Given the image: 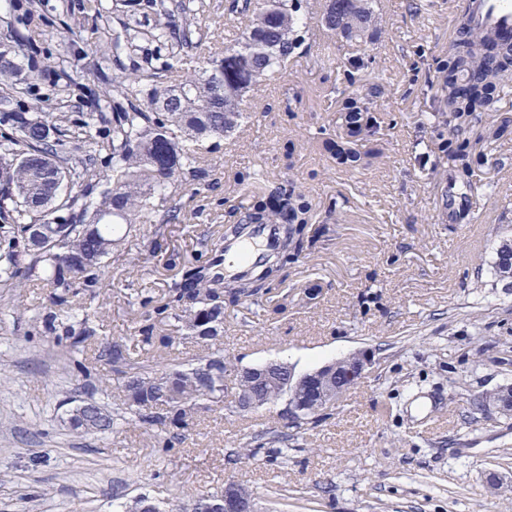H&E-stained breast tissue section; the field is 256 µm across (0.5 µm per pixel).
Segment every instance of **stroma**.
Listing matches in <instances>:
<instances>
[{
	"instance_id": "1",
	"label": "stroma",
	"mask_w": 512,
	"mask_h": 512,
	"mask_svg": "<svg viewBox=\"0 0 512 512\" xmlns=\"http://www.w3.org/2000/svg\"><path fill=\"white\" fill-rule=\"evenodd\" d=\"M82 2L13 0L0 11V38L28 18L35 50L15 63L23 81L43 67L35 94L53 112L46 57L67 56L77 71L89 63L82 45L93 28L69 32ZM195 2L197 35L239 37L230 0ZM324 5L302 0L308 31L296 62L251 92L236 134L206 154L205 177L176 198L155 197L144 222L117 235L101 288L69 306L131 361L165 367L138 334L140 298L161 302L204 244L249 217L256 194L290 185L310 203L313 223L329 228L285 269L294 302L272 319L275 296L227 309L210 341L169 332L188 354H230V386L242 369L270 361L305 373L369 348L377 365L317 425L292 433L287 449L268 443L281 427L269 404L198 410L188 425L167 426L174 442L164 453L135 424L71 430L79 401L115 411L124 375L90 352L76 369L68 343L41 323L53 307L40 280L0 288V512H115L142 497L191 512L198 496L229 481L249 490L258 512H512V413L473 402L512 385V290L491 287L487 272L497 240L512 232V140L492 146L486 193L449 186L448 161L420 118L434 94L422 59L447 50L452 0H376L382 30L367 43L327 33ZM351 52L368 61L365 84L383 86L384 155L345 172L312 139L340 133L337 101L348 87L338 61ZM452 194L471 223L449 222ZM314 287L318 298L307 300Z\"/></svg>"
}]
</instances>
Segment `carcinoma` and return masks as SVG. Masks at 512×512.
I'll list each match as a JSON object with an SVG mask.
<instances>
[{
    "mask_svg": "<svg viewBox=\"0 0 512 512\" xmlns=\"http://www.w3.org/2000/svg\"><path fill=\"white\" fill-rule=\"evenodd\" d=\"M158 14L151 37L160 43L176 41L171 61L161 70L178 73L173 81L158 79L157 72L135 68L108 90L107 71L113 59L133 47L131 34L112 31L110 45H87L93 66L80 78L71 74L65 57L53 59L57 95L79 89L88 93V111L77 134L63 128L65 116L46 112L33 96L39 80L34 73L25 84L13 79L7 55H25L30 40L11 30L12 45L0 52V109L11 112L14 134L0 140V288H23L42 264L41 279L52 288L50 301L63 306L78 290L101 287V268L112 250L118 226L139 224L159 195L174 197L184 182L201 179L203 144L221 140L235 131L243 118L242 103L254 86L293 58L299 26V0H245L234 5L247 13L241 36L224 47H212L193 38L197 12L194 0H144ZM475 10L467 3L454 17V36L448 51L431 59L436 92L427 117L436 132L440 152L452 163L450 184L462 182L475 192L485 184L475 179L490 156L477 143L491 144L512 135V123L487 121L495 105L512 94V37L474 24ZM83 18L96 24L103 19V0H87ZM381 18L367 0H328L321 24L331 34L350 42H364L379 30ZM214 55L211 67L198 68L202 55ZM351 92L342 97L338 112L343 133L320 138L322 149L342 171H355L383 157L381 121L374 98L379 84L364 91L360 56L341 60ZM112 113V126L106 113ZM288 206V223L279 224V245L267 262L241 279L224 280L214 271L213 254L183 266L162 303L152 307L139 327L142 342L169 355L168 367L128 366L122 386V411L108 415L103 409L82 422H71L80 433L109 432L126 422L122 412L135 415L142 426L162 430L171 421L185 422L200 408L224 403V375L229 357L218 348L203 356H188L175 348V337L161 327L167 320L182 323L195 336H217L224 328V309L263 295L268 280L282 278L287 262L299 258L311 243L307 225L296 220L310 214L305 197L290 188L257 197L253 210L259 219L278 224L281 206ZM33 253L26 266L21 250ZM490 274L493 286L512 288V239L495 248ZM43 318L45 328L69 340L71 349L94 337L89 318L69 315ZM98 357L126 363L124 348L101 342ZM173 373L174 387L165 389L163 378ZM288 368H272L269 379L245 378L235 382L236 394L260 406L281 401Z\"/></svg>",
    "mask_w": 512,
    "mask_h": 512,
    "instance_id": "cac0c4a2",
    "label": "carcinoma"
}]
</instances>
